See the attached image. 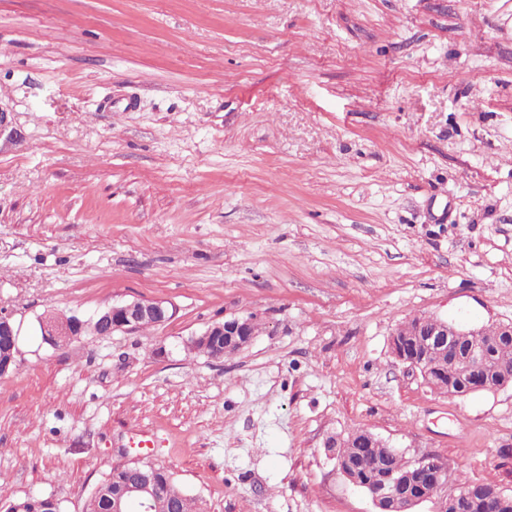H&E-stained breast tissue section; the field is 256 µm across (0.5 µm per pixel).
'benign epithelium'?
Listing matches in <instances>:
<instances>
[{"mask_svg": "<svg viewBox=\"0 0 512 512\" xmlns=\"http://www.w3.org/2000/svg\"><path fill=\"white\" fill-rule=\"evenodd\" d=\"M174 314V308L162 301L127 300L116 302L87 320L77 316L71 317L65 322L62 334L76 338L84 332H90L96 336H110L118 331H133L144 322L161 324L172 319ZM253 323L255 319L250 316H231L224 319L222 323L206 328L201 334V340L218 349L214 357L222 358L227 348L234 347L240 350L250 343L253 339L250 333ZM20 332L21 327L11 317L0 314V343L11 349L18 347ZM413 336H424L426 344L438 347L451 343L454 336L467 338L471 343L467 356L469 385L478 390L485 383V371L492 349L490 343L483 340L482 330L461 331L445 320L429 316L422 321L405 324L401 331H394L391 337L394 357L426 379L428 378L427 354L413 347L411 340ZM336 466L354 486L361 488L369 495L379 512H406L425 502L432 503V512H448L450 507L460 512L464 509L466 502L477 495L483 497L485 507L493 512H499L500 509L507 507L506 496L498 491L489 493L483 484L478 482L470 484L467 492L462 495L448 497L444 491L447 471L442 467V459L435 455L422 456L410 462L413 470L428 475V480L419 486L415 496L404 493L405 478L403 477L387 474L362 484L357 477L356 468L342 459L336 461ZM148 481L150 478L147 477L145 481L129 486L126 497L129 507L127 512H144L149 508L145 500V493L149 492Z\"/></svg>", "mask_w": 512, "mask_h": 512, "instance_id": "1", "label": "benign epithelium"}]
</instances>
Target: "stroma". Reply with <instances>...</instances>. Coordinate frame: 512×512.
<instances>
[{
  "label": "stroma",
  "mask_w": 512,
  "mask_h": 512,
  "mask_svg": "<svg viewBox=\"0 0 512 512\" xmlns=\"http://www.w3.org/2000/svg\"><path fill=\"white\" fill-rule=\"evenodd\" d=\"M0 107V506L143 462L203 512H375L325 447L357 429L512 494V385L391 348L512 322V0H0ZM133 298L176 314L37 330ZM233 315L249 345L188 349ZM20 332H21V327L20 325L16 324L12 318L10 316H7V315H2V313L0 314V347H1V342L10 348V351L15 347V350H13L10 354H14V358H12V361L13 363L10 364L9 368H8V365H9V362L8 359L10 358V354H7L3 351V349H1V363H5L6 361L7 362V367L5 369V371L7 370V372L13 368L14 366V363L16 362V355L18 353V339H19V336H20ZM4 371V372H5ZM425 317V315L415 316L413 319L397 325L395 329H401L403 324L419 321ZM450 327L452 328L449 329ZM482 331L483 329L461 331L449 324L448 321L427 316L425 320L405 324L402 331H393L391 337L392 353L398 361L408 364L412 370L420 373L425 382L428 378L427 354L426 352L420 353L413 347V341L409 336H425L426 346L435 345L438 347H444L447 343L449 346L452 340L451 336L466 337L471 343L467 356L469 385L474 387V390L468 392V394L477 391L485 383V371L486 386H484V390H490L500 386L504 368L511 370L510 375L507 372L505 375L508 382H512V338L503 340L496 345L494 357L490 361L491 343L483 340ZM455 346L457 351L453 357H450V360H455L454 364H449L447 351L430 359L431 372L437 380L433 381L432 385L428 384V386L440 394H446L450 397H454L450 394L455 395V397H463L459 396L458 393L468 382L467 368L464 362L467 344L464 341H456Z\"/></svg>",
  "instance_id": "obj_1"
}]
</instances>
